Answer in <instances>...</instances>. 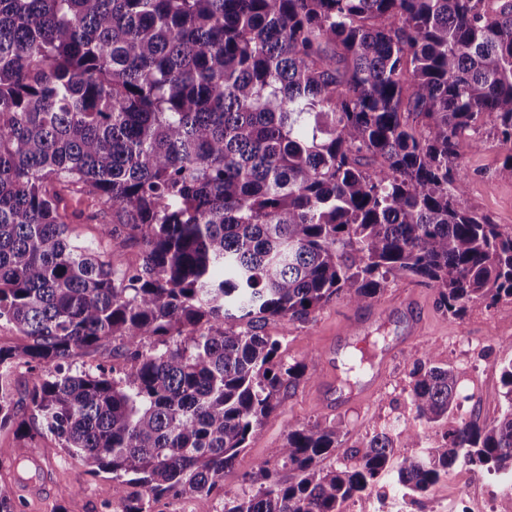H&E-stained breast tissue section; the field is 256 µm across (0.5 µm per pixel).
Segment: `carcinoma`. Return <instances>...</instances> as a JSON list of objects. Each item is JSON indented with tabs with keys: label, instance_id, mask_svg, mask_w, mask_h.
Here are the masks:
<instances>
[{
	"label": "carcinoma",
	"instance_id": "1",
	"mask_svg": "<svg viewBox=\"0 0 512 512\" xmlns=\"http://www.w3.org/2000/svg\"><path fill=\"white\" fill-rule=\"evenodd\" d=\"M487 116L512 144V0H0L15 460L51 434L144 489L125 512L203 500L305 374L263 321L361 307L405 278L454 318L512 300V232L465 200L459 147ZM84 357L95 371L72 369ZM498 371L503 415L424 446L381 430L328 469L341 428H288L222 512H342L391 472L412 496L457 464L512 474V358ZM409 377L417 418L459 407L432 356Z\"/></svg>",
	"mask_w": 512,
	"mask_h": 512
}]
</instances>
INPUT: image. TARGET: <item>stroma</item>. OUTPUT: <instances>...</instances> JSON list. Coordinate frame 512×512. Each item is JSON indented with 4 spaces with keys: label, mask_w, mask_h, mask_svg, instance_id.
Returning <instances> with one entry per match:
<instances>
[{
    "label": "stroma",
    "mask_w": 512,
    "mask_h": 512,
    "mask_svg": "<svg viewBox=\"0 0 512 512\" xmlns=\"http://www.w3.org/2000/svg\"><path fill=\"white\" fill-rule=\"evenodd\" d=\"M486 118L479 148L462 143V162L468 171L465 199L469 208L488 216L512 232V179L499 173L507 154ZM402 295L414 299L421 321L419 335L410 336L404 324L395 322L389 308ZM280 344L284 362H307L299 384L286 396L280 409L267 417L248 448L206 501L168 497L156 512H221L225 497L242 494L243 475L256 461L268 458L280 445L289 427L317 421L337 425L343 431L344 449H364L374 432L396 433L409 428L420 437L447 428V421L429 423L417 419L409 397V377L415 359L435 356L440 366L451 369L461 394L458 415L494 422L504 411L497 364L512 357V301L492 307L472 304L466 315L455 319L444 313L439 293L415 279L390 284L370 306L357 308L335 299L317 309L310 322L271 320L265 325ZM370 351V361L358 373H350L356 349ZM12 431L0 430V483L13 486L17 512H124L139 486L87 473L84 462L65 453L57 438L39 442L35 461L26 465L34 478L19 481L4 460L15 454ZM470 483L474 497L486 500L496 491L494 475L456 465L426 496L416 501L417 512H449L448 497L462 483Z\"/></svg>",
    "instance_id": "35a3bbf8"
}]
</instances>
